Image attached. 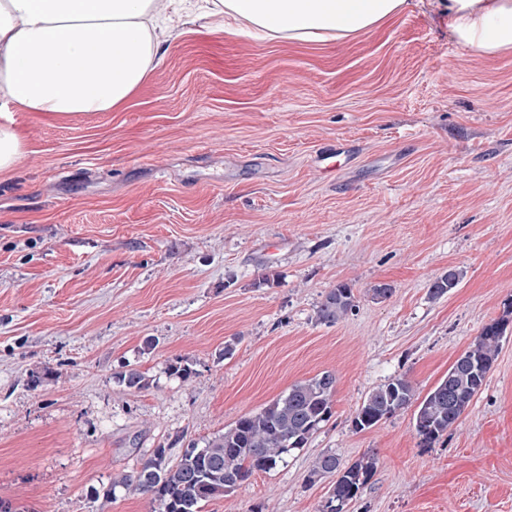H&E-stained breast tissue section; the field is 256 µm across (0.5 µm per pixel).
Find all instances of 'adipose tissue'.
Wrapping results in <instances>:
<instances>
[{
	"label": "adipose tissue",
	"mask_w": 512,
	"mask_h": 512,
	"mask_svg": "<svg viewBox=\"0 0 512 512\" xmlns=\"http://www.w3.org/2000/svg\"><path fill=\"white\" fill-rule=\"evenodd\" d=\"M406 0H212L225 30L323 42L366 33ZM448 30L467 49H512V0H447ZM165 17L154 0H0V102L44 117L111 112L143 84ZM83 29L90 40H72ZM40 50L55 80L27 70Z\"/></svg>",
	"instance_id": "ef3b65f1"
}]
</instances>
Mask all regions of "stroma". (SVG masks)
Instances as JSON below:
<instances>
[{
  "mask_svg": "<svg viewBox=\"0 0 512 512\" xmlns=\"http://www.w3.org/2000/svg\"><path fill=\"white\" fill-rule=\"evenodd\" d=\"M443 10L407 0L317 43L176 10L119 110H12L26 149L0 174V500L96 512L91 488L153 448L179 456L330 371L333 414L306 447L203 512H323L317 458L370 450L347 512H512V329L432 447L411 407L351 424L393 377L424 397L512 298V50L462 48ZM340 282L355 310L317 322ZM125 365L149 387L119 384Z\"/></svg>",
  "mask_w": 512,
  "mask_h": 512,
  "instance_id": "35a3bbf8",
  "label": "stroma"
}]
</instances>
